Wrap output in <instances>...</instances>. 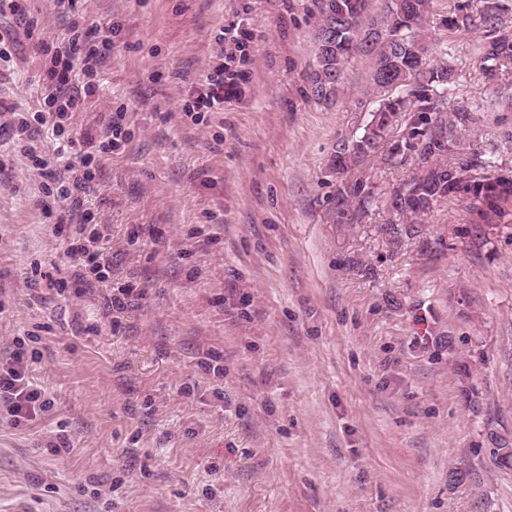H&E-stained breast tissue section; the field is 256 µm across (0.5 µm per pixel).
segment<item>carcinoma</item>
Wrapping results in <instances>:
<instances>
[{"label":"carcinoma","instance_id":"carcinoma-1","mask_svg":"<svg viewBox=\"0 0 512 512\" xmlns=\"http://www.w3.org/2000/svg\"><path fill=\"white\" fill-rule=\"evenodd\" d=\"M476 10L457 6L449 20L456 28L481 32L476 47L482 74L493 80L512 65V0H479ZM432 0H382L373 15L368 0H315L319 24L314 45V64L307 74L308 95L319 101L336 98L346 80L347 65L356 56L371 63L372 90L380 94L379 106L362 134L336 145V171L342 175L374 154L387 132L403 126L387 161L416 153L415 171L390 194L386 207L395 221L383 231L393 238L418 232L421 218L438 203L463 201L474 224L475 237L486 228L512 225V169L496 165V156L461 154L460 135L476 123L475 109L454 105L451 95L458 82L451 64L430 62L428 33L424 23ZM404 89L393 96L392 90ZM376 199L375 186L364 179L342 178L336 189L332 215L336 223L359 222ZM491 456L501 467H512V440L489 433Z\"/></svg>","mask_w":512,"mask_h":512}]
</instances>
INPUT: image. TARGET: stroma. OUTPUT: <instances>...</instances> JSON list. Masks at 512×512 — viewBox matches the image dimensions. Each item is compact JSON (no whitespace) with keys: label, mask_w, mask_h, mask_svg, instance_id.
Returning <instances> with one entry per match:
<instances>
[{"label":"stroma","mask_w":512,"mask_h":512,"mask_svg":"<svg viewBox=\"0 0 512 512\" xmlns=\"http://www.w3.org/2000/svg\"><path fill=\"white\" fill-rule=\"evenodd\" d=\"M461 0H434L435 60L454 97L482 110L465 152L512 167L475 31L449 29ZM112 21L101 92L73 119L125 115L130 140L100 164L87 206L109 230L112 276L73 278L37 204L40 175L0 170V361L39 332L32 376L53 405L28 428L0 408V512H512V231L475 239L465 204L439 203L391 238L384 197L416 167L369 157L380 204L330 217L338 141L377 98L353 59L335 100L307 94L312 0H85ZM53 0L0 17L14 41L0 101L35 106L38 42L64 36ZM244 39L240 97L194 123L191 88L219 62L221 29ZM65 280L32 278V264ZM133 289L110 312L112 286ZM66 439L57 453L49 441ZM488 440L493 445L490 453L494 463L501 467H512V441L496 432H490Z\"/></svg>","instance_id":"stroma-1"}]
</instances>
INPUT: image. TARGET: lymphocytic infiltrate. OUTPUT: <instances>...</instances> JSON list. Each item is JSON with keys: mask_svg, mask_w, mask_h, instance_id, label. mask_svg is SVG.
<instances>
[{"mask_svg": "<svg viewBox=\"0 0 512 512\" xmlns=\"http://www.w3.org/2000/svg\"><path fill=\"white\" fill-rule=\"evenodd\" d=\"M59 12L68 13L72 21L65 36L55 42H39L37 53L43 61L46 84L36 110L11 109V131L8 151L24 155L32 167L47 172L42 190L46 199L68 202L78 213V223L58 217L54 234L67 245L68 254L75 260V275L94 276L105 282L112 265L105 247L104 229L93 228L94 216L86 207L84 193L95 181L102 157L127 142L129 133L121 117L105 124H91L74 132L72 118L83 111L88 98L100 89L99 70L108 51L113 47L112 24L104 22L100 38H91L76 20L78 0H55ZM238 93L237 76L224 66H216L203 75L193 87L192 112L201 116L220 112L224 102ZM49 127L58 152L74 150L75 158L66 162L63 171L53 168L54 159L36 142L39 128ZM38 360L35 352L16 344L9 359L0 363V406L4 407L10 423L24 427L35 422L52 405L45 390L33 381L31 367Z\"/></svg>", "mask_w": 512, "mask_h": 512, "instance_id": "lymphocytic-infiltrate-1", "label": "lymphocytic infiltrate"}]
</instances>
